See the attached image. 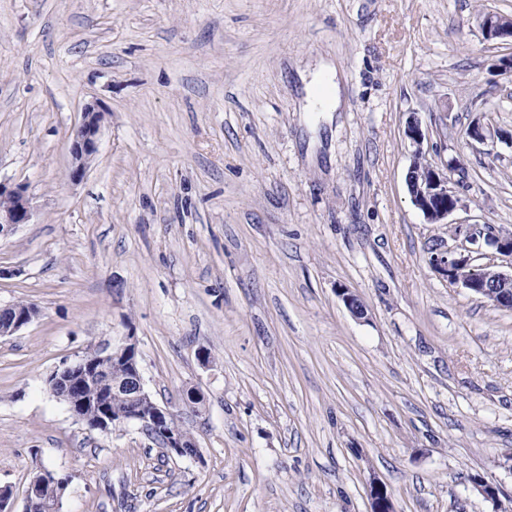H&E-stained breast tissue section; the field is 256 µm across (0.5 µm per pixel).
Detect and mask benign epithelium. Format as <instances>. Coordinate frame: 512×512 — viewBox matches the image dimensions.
<instances>
[{"instance_id":"1","label":"benign epithelium","mask_w":512,"mask_h":512,"mask_svg":"<svg viewBox=\"0 0 512 512\" xmlns=\"http://www.w3.org/2000/svg\"><path fill=\"white\" fill-rule=\"evenodd\" d=\"M504 16L488 14L479 19V28L486 40L512 39V19L503 25ZM105 112L96 105H88L82 112L70 147L72 168L70 178L81 180L90 161L98 152L99 132ZM413 151V162L407 175V186L412 204L430 224H446L448 216L462 206L460 197L451 186L454 165L445 160L434 164L426 162L425 143L428 134L422 128L417 113H412L405 130ZM466 141L483 146L494 144L491 126L476 118L465 129ZM32 218V207L26 187H8L0 183V239L12 234L19 226ZM432 269L448 280V283L466 289L482 300H491L500 309H512V229L506 230L494 224H456L450 240L440 243L430 252ZM350 314L357 318L367 317L364 303L349 289L336 290ZM38 315V308L30 306L24 314L15 316L7 326L0 328V336H12L30 324ZM139 355L138 338L133 329L112 340L94 346V353L81 360L86 379L110 387L111 393H121L127 402L124 409L108 404L100 408L98 421L101 426L133 424L142 431L158 435L167 450L180 457H195L197 452L186 451L183 429L172 422L173 412L158 405L146 391L140 369L135 365L132 374L115 379L102 374L98 359L110 357L126 360ZM69 366L56 370L51 378L60 387L59 399L68 407L76 419L83 418L85 403L72 395L73 384L68 380ZM475 488L487 500L496 505L495 512H512V497L508 504L500 499V488L482 477L474 479ZM370 512H395L387 487L378 481H371L367 487Z\"/></svg>"}]
</instances>
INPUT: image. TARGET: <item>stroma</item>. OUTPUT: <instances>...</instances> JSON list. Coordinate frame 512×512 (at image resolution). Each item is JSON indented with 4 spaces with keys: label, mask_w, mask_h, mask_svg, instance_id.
<instances>
[{
    "label": "stroma",
    "mask_w": 512,
    "mask_h": 512,
    "mask_svg": "<svg viewBox=\"0 0 512 512\" xmlns=\"http://www.w3.org/2000/svg\"><path fill=\"white\" fill-rule=\"evenodd\" d=\"M487 11L512 0H0V183L33 206L0 241V306L39 310L0 336L13 512L42 464L70 477L63 512H369L373 479L396 512H494L478 475L512 496V310L428 261L452 224L512 228V143L462 136L479 114L512 133V82L489 71L512 42L483 40ZM323 58L333 114L304 109ZM413 112L457 164L445 224L410 200ZM130 329L198 457L88 429L47 390ZM106 112L98 105H88L82 112V120L77 127L70 147L72 155V168L70 178L73 181L81 180L90 161L98 152L99 132Z\"/></svg>",
    "instance_id": "stroma-1"
}]
</instances>
